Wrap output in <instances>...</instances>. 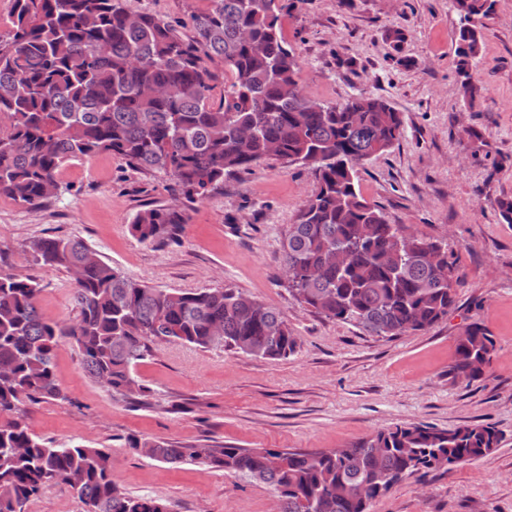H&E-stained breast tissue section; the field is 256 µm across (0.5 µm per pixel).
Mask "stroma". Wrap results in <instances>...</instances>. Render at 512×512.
I'll return each mask as SVG.
<instances>
[{
    "label": "stroma",
    "mask_w": 512,
    "mask_h": 512,
    "mask_svg": "<svg viewBox=\"0 0 512 512\" xmlns=\"http://www.w3.org/2000/svg\"><path fill=\"white\" fill-rule=\"evenodd\" d=\"M183 41L209 0H132ZM451 0H298L282 18L306 94L324 102L385 98L404 119L399 145L364 162L358 186L391 223L448 246L461 279L447 318L387 338L326 318L287 288L280 261L289 224L316 189L305 168L269 160L225 176L189 203L164 174L103 153L67 163L60 195L31 209L0 198V274L31 276L37 307L69 323L78 310L65 269L38 265L32 240H82L125 275L153 288L191 292L233 287L275 308L299 345L267 360L179 342L155 347L134 369L149 392L133 404L84 370L72 340L56 352L65 400L28 404L30 430L59 443L108 450L112 477L127 492L163 499L170 512H279L265 483L214 468L169 465L137 454L136 439L325 451L346 448L398 424L451 429L491 423L503 434L487 456L414 475L375 500L370 512H512V224L498 202L512 198V0L486 21L480 93L458 94ZM179 204L187 219L175 245L142 242L130 224L146 207ZM472 322L494 336L482 380L448 369L455 340Z\"/></svg>",
    "instance_id": "1"
}]
</instances>
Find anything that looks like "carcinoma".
<instances>
[{
  "instance_id": "carcinoma-1",
  "label": "carcinoma",
  "mask_w": 512,
  "mask_h": 512,
  "mask_svg": "<svg viewBox=\"0 0 512 512\" xmlns=\"http://www.w3.org/2000/svg\"><path fill=\"white\" fill-rule=\"evenodd\" d=\"M193 15L196 42L182 41L130 0H14L0 34V198L38 208L61 193L68 162L109 153L159 171L189 201L202 200L224 176L281 158L313 172L314 194L282 240L288 290L329 319L374 336L428 329L448 315L456 288L448 250L419 234L403 248V227L356 187L357 167L383 155L404 132L402 113L374 96L341 103L307 97L298 58L284 40V0H211ZM459 15V91L471 104V71L484 45V22L496 0H453ZM224 64L222 102L199 48ZM185 209L138 211L130 224L141 241H179ZM37 262L63 268L74 282L72 324L43 317L41 283L0 274V512H27L53 485H67L87 512H168L163 500L132 495L112 478L103 448L58 444L34 434L25 401L66 399L54 359L74 340L86 372L111 393L143 397L133 376L156 345L216 346L286 359L296 351L275 310L231 288L175 292L124 275L86 243L70 237L31 242ZM437 252L442 264L428 254ZM496 350L490 332L471 323L457 337L448 375L479 381ZM492 424L442 430L404 424L382 429L341 456L325 451L175 446L139 441L131 448L167 464L194 462L270 485L282 512H369L403 478L477 460L499 446Z\"/></svg>"
}]
</instances>
